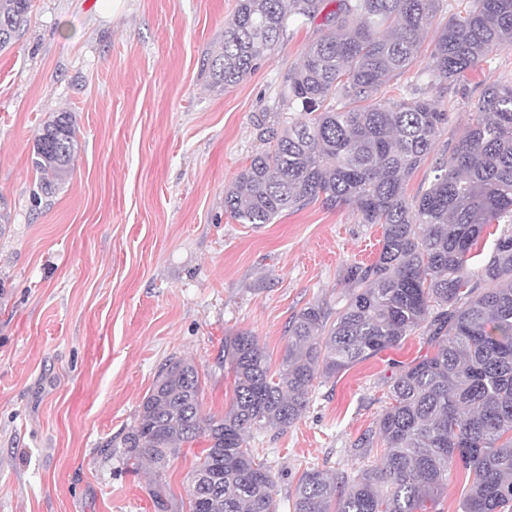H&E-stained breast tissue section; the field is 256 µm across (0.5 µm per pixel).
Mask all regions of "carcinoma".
<instances>
[{"label":"carcinoma","mask_w":512,"mask_h":512,"mask_svg":"<svg viewBox=\"0 0 512 512\" xmlns=\"http://www.w3.org/2000/svg\"><path fill=\"white\" fill-rule=\"evenodd\" d=\"M30 0H0V51L28 22ZM444 0H237L224 43L206 59L209 87L251 75L293 27L320 35L288 71L293 117L264 129L256 152L224 192L240 224H270L319 202L352 207L383 229L370 264L344 272L335 309L315 302L288 322V343L271 371L248 331L224 336L233 401L221 417L201 412L196 366L161 367L130 428L110 439L133 471L155 481L170 458L205 439L188 489V512H275L272 468L247 445L250 433L284 431L305 414L312 388L423 328L435 352L391 378L392 403L347 449L380 462L353 472L303 471L292 512H424L448 487V470L471 478L460 512H512V81L488 87L465 134L448 144L433 180L408 199L406 180L434 150L448 113L424 97L383 99L405 74ZM512 47V0H457L422 73L453 83L490 54ZM71 113H53L35 138L31 166L45 192L72 172L79 151ZM504 225L483 265L471 261L484 230Z\"/></svg>","instance_id":"cac0c4a2"}]
</instances>
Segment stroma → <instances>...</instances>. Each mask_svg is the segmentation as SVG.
Returning a JSON list of instances; mask_svg holds the SVG:
<instances>
[{"label":"stroma","instance_id":"obj_1","mask_svg":"<svg viewBox=\"0 0 512 512\" xmlns=\"http://www.w3.org/2000/svg\"><path fill=\"white\" fill-rule=\"evenodd\" d=\"M237 0H31L0 52V512H154L186 498L203 446L162 481L106 456L133 424L158 370L194 361L204 413L224 415L233 374L225 335L257 336L278 369L291 316L336 303L343 273L371 263L382 228L313 203L241 224L224 190L288 115L281 88L317 36L290 30L238 85L214 90L203 63ZM512 81V48L460 82L426 91L448 114L439 145L471 122L482 92ZM75 118L73 171L40 196L30 157L52 113ZM424 330L315 385L301 420L248 438L277 480L276 512L305 469L353 471L347 448L389 405V378L431 353Z\"/></svg>","mask_w":512,"mask_h":512}]
</instances>
